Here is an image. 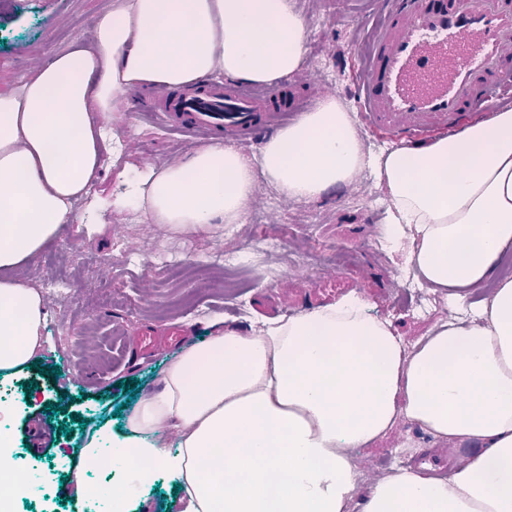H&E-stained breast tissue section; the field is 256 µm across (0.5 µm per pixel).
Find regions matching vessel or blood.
<instances>
[{"label":"vessel or blood","mask_w":512,"mask_h":512,"mask_svg":"<svg viewBox=\"0 0 512 512\" xmlns=\"http://www.w3.org/2000/svg\"><path fill=\"white\" fill-rule=\"evenodd\" d=\"M354 80L367 131L408 147L452 133L459 113L512 99V0H387ZM160 125L198 139H255L303 101L206 82L158 92Z\"/></svg>","instance_id":"vessel-or-blood-1"}]
</instances>
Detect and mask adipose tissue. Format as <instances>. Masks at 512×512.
I'll use <instances>...</instances> for the list:
<instances>
[{"label":"adipose tissue","instance_id":"ef3b65f1","mask_svg":"<svg viewBox=\"0 0 512 512\" xmlns=\"http://www.w3.org/2000/svg\"><path fill=\"white\" fill-rule=\"evenodd\" d=\"M306 22L292 0H107L90 35L0 93V374L42 346L43 295L20 270L79 222L97 178L105 125L136 88L214 76L277 85L304 62ZM373 166L388 212L381 235L411 239L408 264L432 292L490 288L474 320L436 323L405 346L358 292L289 317L216 331L166 367L128 433L80 451L83 468L113 447L112 489L127 504L156 470L176 476L183 512H512V108L420 149L369 157L346 107L322 98L269 137L256 161L223 143L169 165L128 170L114 204L175 234L243 223L259 181L305 203L339 194ZM407 419L454 446L480 443L445 478L397 470L357 499L352 452ZM176 450L165 448L168 433Z\"/></svg>","mask_w":512,"mask_h":512}]
</instances>
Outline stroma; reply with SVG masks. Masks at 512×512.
<instances>
[{"label":"stroma","instance_id":"1","mask_svg":"<svg viewBox=\"0 0 512 512\" xmlns=\"http://www.w3.org/2000/svg\"><path fill=\"white\" fill-rule=\"evenodd\" d=\"M105 0H0V92L19 90L37 64L46 63L96 21ZM306 19L307 54L301 71L280 83L285 94L324 95L353 106L352 69L367 32L354 18L379 19L376 0H294ZM124 151L106 160L93 181L94 196L76 205L83 224L64 225L58 240L23 271L27 285L46 281L70 286L76 303L62 307L45 292L46 319L37 366L0 377V405L12 417L17 469L33 470L39 490L16 495L18 512H87L76 493L79 450L100 430L120 438L114 412L128 397L154 393L179 347L156 357L138 355L130 339L145 327H181L201 336L223 325H246L258 316L289 317L363 293L373 312L390 319L405 345H413L440 319L466 318L468 310L437 296L428 313L413 311L405 296L411 277L407 249L377 250L374 239L387 219L372 169L340 195L296 203L259 183L245 223L208 234L183 236L145 223L140 213L112 204L122 173L157 169L184 155L190 140L140 119L126 98L112 121ZM57 366L58 374L48 373ZM137 380L129 394L124 380ZM56 404L54 417L43 409ZM85 429L63 435L74 415ZM437 442L399 420L381 441L353 452L359 493L408 459L429 456ZM177 479L156 471L141 500L126 512H182Z\"/></svg>","mask_w":512,"mask_h":512}]
</instances>
